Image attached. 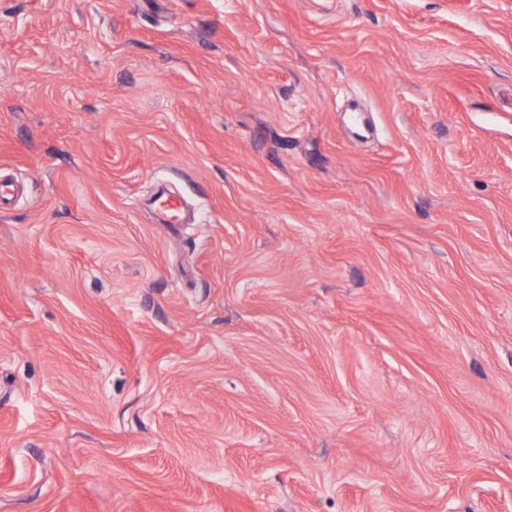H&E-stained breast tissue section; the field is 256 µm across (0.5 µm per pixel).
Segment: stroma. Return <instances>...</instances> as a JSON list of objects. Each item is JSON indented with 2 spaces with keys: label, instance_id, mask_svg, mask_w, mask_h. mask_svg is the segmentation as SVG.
<instances>
[{
  "label": "stroma",
  "instance_id": "35a3bbf8",
  "mask_svg": "<svg viewBox=\"0 0 512 512\" xmlns=\"http://www.w3.org/2000/svg\"><path fill=\"white\" fill-rule=\"evenodd\" d=\"M0 179V512H512V0H0Z\"/></svg>",
  "mask_w": 512,
  "mask_h": 512
}]
</instances>
